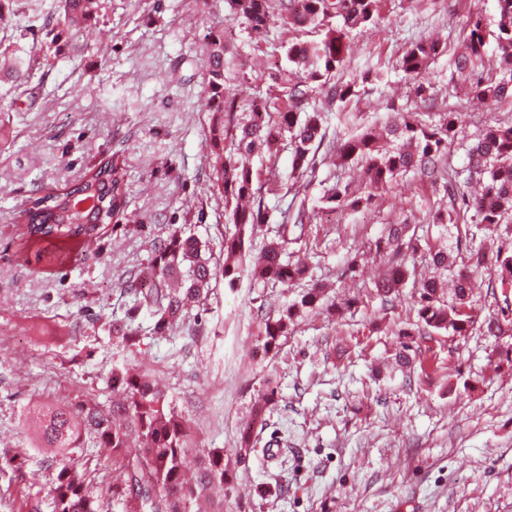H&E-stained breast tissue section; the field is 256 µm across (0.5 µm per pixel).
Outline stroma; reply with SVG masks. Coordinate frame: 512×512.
<instances>
[{"label": "stroma", "mask_w": 512, "mask_h": 512, "mask_svg": "<svg viewBox=\"0 0 512 512\" xmlns=\"http://www.w3.org/2000/svg\"><path fill=\"white\" fill-rule=\"evenodd\" d=\"M55 4L0 0V51L30 72L28 81L0 83V459L24 454L19 466L0 468V512H53V456L24 421L28 402L109 407L107 379L124 365L166 391L202 446L223 449L240 512H512V330L421 338L414 288L389 306L371 294L387 261L375 247L386 224L414 225L417 236L451 250L466 237V224L433 223L423 197L444 209L451 203L420 173L397 177L366 202L352 167L319 157L293 184L288 142L262 151L251 164L269 222L252 251L273 236L281 210L301 203L313 211L304 229L289 230L288 254L306 257L309 278L324 284L320 309L297 318L268 354L262 317L298 300L303 284L247 275L230 290L219 278L198 321L164 338L146 334L131 350L113 339L112 319L128 302L122 276L148 265L171 225L208 240L214 264L224 261V201L209 182L206 144L202 51L211 27L223 21L230 30L227 77L245 112L260 92L288 87L284 44L319 32L276 24L256 37L244 19H227L224 0H105L96 25L56 41L44 28ZM478 12L494 26V0H380L375 33L350 36L336 78L354 82L355 94L333 105L327 141L430 106L456 114L445 166L463 168L487 126L512 122V101L477 107L454 71L466 22ZM415 41L438 42L442 52L410 78L399 61ZM111 157L131 183L118 228L82 252L23 247L20 211ZM337 181L359 207L326 210L325 189ZM355 259L362 270L347 275ZM405 343L408 368L395 364ZM262 398L268 405L257 420ZM246 425L253 446L240 463ZM70 457L96 495H110L124 478L93 431Z\"/></svg>", "instance_id": "stroma-1"}]
</instances>
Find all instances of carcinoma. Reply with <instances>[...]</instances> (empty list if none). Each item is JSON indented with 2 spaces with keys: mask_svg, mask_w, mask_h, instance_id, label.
<instances>
[{
  "mask_svg": "<svg viewBox=\"0 0 512 512\" xmlns=\"http://www.w3.org/2000/svg\"><path fill=\"white\" fill-rule=\"evenodd\" d=\"M380 0H226L229 18L246 20L257 35L265 36L270 24L279 19L289 28L323 27L325 34L313 41H290L288 62L303 71V77L278 96L248 112L238 111V101L226 87L224 78V25L211 29L203 56V67L213 112L206 138L215 157L210 179L224 197V263L211 265L205 245L181 228L154 243L147 272L131 273L120 286L132 296L123 317L112 320V335L127 348L141 342V327L135 324L140 313L153 319L154 336H167L178 325L203 310L211 282L222 276L224 286L234 290L250 271L263 282L291 285L303 279L307 266L283 259L288 245V222H302L284 214L281 230L262 248L259 260L248 267L245 258L252 249L255 229L267 221L266 206L254 189L249 159L262 148L272 150L282 133L289 134L294 147L292 169L302 177L313 170L309 154L324 145L325 115L309 103L314 87H320L328 102H344L354 95V84L333 81L345 60L347 34H366L377 28ZM104 0H57L58 24L71 30L99 15ZM496 29H487L481 15L470 16L464 51L454 58L455 71L465 80L467 94L485 106L512 98V0H496ZM338 19L336 29L330 20ZM498 55V71L478 75L489 47ZM436 43L415 42L404 52L400 68L407 75L425 69L439 54ZM404 112L389 127H369L340 146L330 145L338 166L355 159L365 162V175L373 187L387 185L398 175L413 170L438 171L456 137L455 113ZM467 176L459 171L445 177L448 194L461 200L467 223L490 234L469 238V260L462 268L448 272V250L425 241L433 272L413 281L416 300L417 334L432 336L441 331L462 335L475 323L473 290L482 286L512 288V250L496 251L494 268L486 262L487 242L512 213V124L487 130L467 150ZM335 209L355 207L361 199L349 195L348 186L335 184L324 195ZM129 204L127 172L117 158L100 163L79 183L45 191L35 207L20 211L26 244L57 240L84 248L99 241L114 218ZM416 235L408 224H389L376 241L377 251L400 252L412 246ZM410 272L402 263L392 264L374 281L377 295L392 301L401 291ZM321 287L314 282L300 299L276 315L264 319L262 335L266 351H276L290 324L301 311L316 309ZM112 408L84 409L73 406L30 404L25 420L34 425L41 448L56 451L53 482L55 512H108L105 501L86 490L85 475L63 451L76 447L82 431L93 430L100 447L112 449L125 474L124 485L112 487V499L135 498L139 512H224V484L227 466L224 449L201 448L189 435V420L179 412L166 393L142 372L129 366L112 370ZM200 460L197 475L185 477L183 466L189 454Z\"/></svg>",
  "mask_w": 512,
  "mask_h": 512,
  "instance_id": "cac0c4a2",
  "label": "carcinoma"
}]
</instances>
